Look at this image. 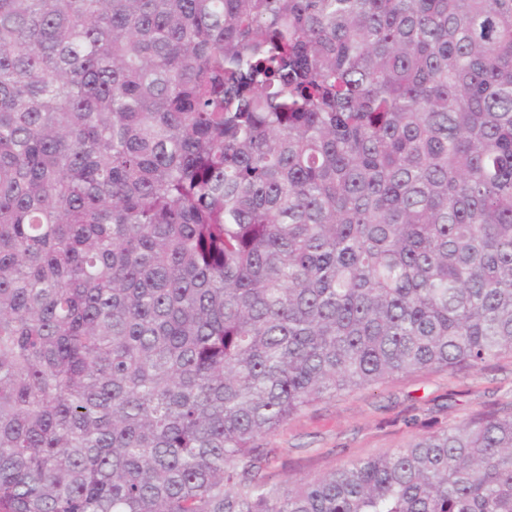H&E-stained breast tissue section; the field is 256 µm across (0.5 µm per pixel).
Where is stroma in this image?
Returning a JSON list of instances; mask_svg holds the SVG:
<instances>
[{
	"label": "stroma",
	"mask_w": 512,
	"mask_h": 512,
	"mask_svg": "<svg viewBox=\"0 0 512 512\" xmlns=\"http://www.w3.org/2000/svg\"><path fill=\"white\" fill-rule=\"evenodd\" d=\"M512 406V356L477 371L393 377L315 402L262 438L290 480L312 478L346 460L379 456L425 426L448 427L483 408Z\"/></svg>",
	"instance_id": "obj_1"
}]
</instances>
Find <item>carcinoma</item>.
<instances>
[{"instance_id":"1","label":"carcinoma","mask_w":512,"mask_h":512,"mask_svg":"<svg viewBox=\"0 0 512 512\" xmlns=\"http://www.w3.org/2000/svg\"><path fill=\"white\" fill-rule=\"evenodd\" d=\"M504 353L512 0H0V512H512V408L258 443ZM510 406L512 356L505 355L477 371L393 377L320 400L259 442L277 448L275 468L294 481L389 453L427 425L448 427L476 410Z\"/></svg>"}]
</instances>
